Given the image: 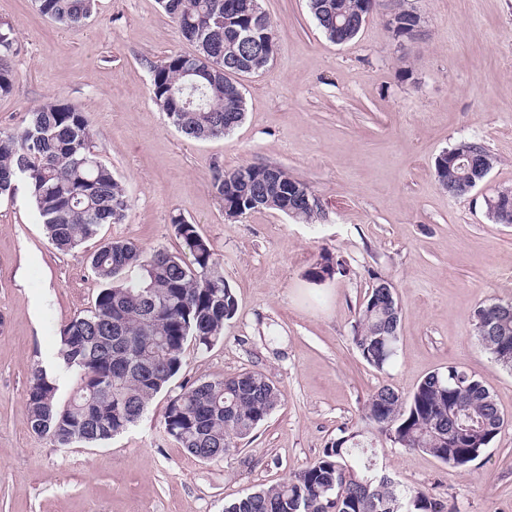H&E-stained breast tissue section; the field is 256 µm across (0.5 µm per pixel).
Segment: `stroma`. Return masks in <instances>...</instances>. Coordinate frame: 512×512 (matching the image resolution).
<instances>
[{
  "label": "stroma",
  "instance_id": "obj_1",
  "mask_svg": "<svg viewBox=\"0 0 512 512\" xmlns=\"http://www.w3.org/2000/svg\"><path fill=\"white\" fill-rule=\"evenodd\" d=\"M378 0L357 36L330 41L307 0H260L276 54L241 77L245 116L227 136L196 141L168 125L150 90V63L195 54L158 0H98L79 27L41 16L32 0H0L16 73L0 96V129L47 101L85 112L94 152L129 200L100 240L180 248L179 214L206 237L238 303L209 348L187 342L178 382L257 370L283 399L240 449L204 461L164 427L170 391L138 424L97 444L56 447L30 426L35 369L71 382L61 329L93 307L94 243L62 253L48 241L24 183L0 197V512H224L227 502L279 484L315 462L339 430L361 425L371 395L409 393L429 374L465 367L489 389L506 424L468 468L379 440L378 462L402 485L454 512H512V371L480 345L472 315L512 300V224L485 200L512 189V0H405L420 18L410 38ZM463 140L495 158L463 197L435 178V161ZM266 164L309 184L324 210L313 224L265 209L226 220L210 187L215 168ZM330 256L343 272L315 281ZM401 311L392 364L378 371L352 345L375 278Z\"/></svg>",
  "mask_w": 512,
  "mask_h": 512
}]
</instances>
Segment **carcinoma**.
<instances>
[{"label":"carcinoma","instance_id":"cac0c4a2","mask_svg":"<svg viewBox=\"0 0 512 512\" xmlns=\"http://www.w3.org/2000/svg\"><path fill=\"white\" fill-rule=\"evenodd\" d=\"M40 15L67 26H80L96 10L95 0H34ZM159 0L164 14L196 53H171L149 66L150 89L171 125L196 140L222 137L238 126L245 99L234 77L255 74L274 57L276 38L259 0ZM319 28L333 42L359 33L370 0H308ZM262 15L260 47L239 68L235 31ZM417 13L396 4L392 31L408 36ZM14 37L0 24V96L10 94L16 74L5 62ZM215 61L227 73H190L202 60ZM93 132L76 105L47 102L29 113L24 125L0 129V197L11 195L24 180L52 246L69 252L95 238L104 224L121 223L128 199L112 169L92 150ZM457 163L435 167L448 192L463 197L479 170L490 172L494 159L480 141H462L448 150ZM261 189L252 203L248 187ZM211 188L227 212L242 215L273 209L297 210L294 220L317 221L321 202L306 203L310 186L280 167L241 165L215 171ZM180 241L178 254L145 250L133 242H101L91 253V267L102 289L94 307L66 324L60 358L73 391L58 398L56 378L33 372L27 393L30 426L58 447L96 444L134 426L149 401L166 389L183 367L188 339L207 347L237 310L208 239L182 216L171 219ZM340 262L322 258L311 271L331 277ZM395 310L371 287L353 325L351 341L361 359L382 371L393 360L398 339L387 337ZM480 344L504 368L512 370V302L492 299L474 312ZM492 331L483 333L482 326ZM282 400L279 387L260 371L197 380L170 396L164 413L166 433L190 455L219 449L229 456L267 420ZM365 428L341 430L322 456L284 482L252 492L225 506L224 512H445L443 503L420 489L392 481L376 464L381 437L408 451L428 454L452 467L477 460L505 425L483 381L448 366L433 373L408 394L383 386L370 398ZM473 426L450 444L443 433L460 424Z\"/></svg>","mask_w":512,"mask_h":512}]
</instances>
